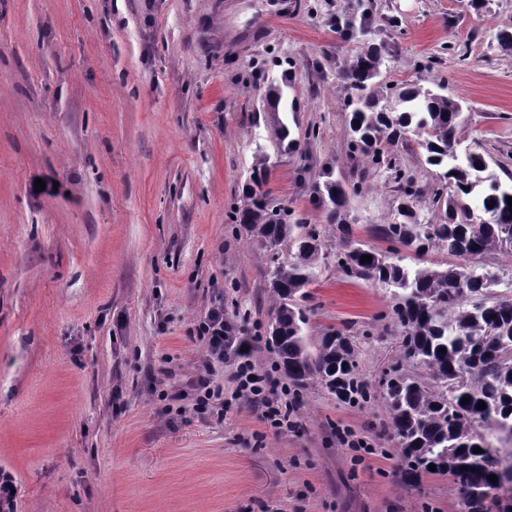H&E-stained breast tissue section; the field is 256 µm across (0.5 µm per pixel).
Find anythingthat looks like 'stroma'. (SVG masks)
Returning a JSON list of instances; mask_svg holds the SVG:
<instances>
[{"mask_svg": "<svg viewBox=\"0 0 512 512\" xmlns=\"http://www.w3.org/2000/svg\"><path fill=\"white\" fill-rule=\"evenodd\" d=\"M504 30L512 0H0V469L17 512H461L449 476L400 482L381 401L314 383L280 434L248 400L219 419L178 394L218 302L273 367L267 253L233 221L258 154L268 200L314 225L328 259L327 168L356 238L396 217L399 171L423 223H446L417 136L387 146L391 166L351 158L352 56L381 48L385 100L411 83L460 101L464 146L512 172ZM280 81L295 150L270 132ZM310 292L312 334L354 323L378 384L399 358L387 290L329 266ZM342 427L374 453L340 445Z\"/></svg>", "mask_w": 512, "mask_h": 512, "instance_id": "obj_1", "label": "stroma"}]
</instances>
